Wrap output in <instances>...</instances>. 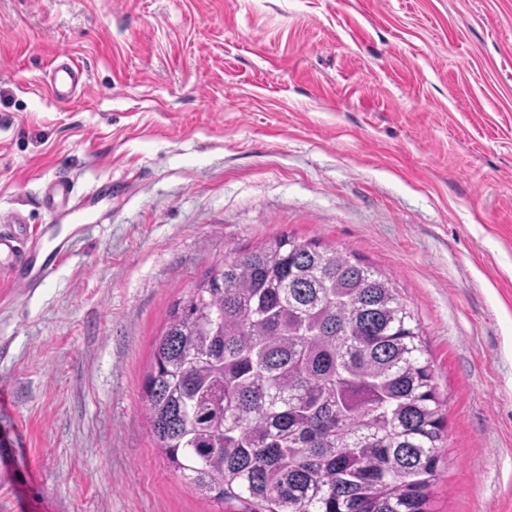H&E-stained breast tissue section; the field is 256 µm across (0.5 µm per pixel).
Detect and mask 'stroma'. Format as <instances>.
<instances>
[{"mask_svg": "<svg viewBox=\"0 0 512 512\" xmlns=\"http://www.w3.org/2000/svg\"><path fill=\"white\" fill-rule=\"evenodd\" d=\"M59 177L112 193L43 286L0 282V512H217L155 450L144 377L172 300L282 235L417 314L432 512H512V0H0V215L51 223ZM58 57H66L68 61L53 68L46 88L57 100L70 99L78 92L85 91L87 81L83 77V71L72 62L67 52H60Z\"/></svg>", "mask_w": 512, "mask_h": 512, "instance_id": "35a3bbf8", "label": "stroma"}]
</instances>
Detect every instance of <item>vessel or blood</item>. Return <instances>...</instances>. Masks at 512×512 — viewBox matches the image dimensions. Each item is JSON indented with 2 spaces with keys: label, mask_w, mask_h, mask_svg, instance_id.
I'll use <instances>...</instances> for the list:
<instances>
[{
  "label": "vessel or blood",
  "mask_w": 512,
  "mask_h": 512,
  "mask_svg": "<svg viewBox=\"0 0 512 512\" xmlns=\"http://www.w3.org/2000/svg\"><path fill=\"white\" fill-rule=\"evenodd\" d=\"M87 81L72 61L56 65L48 79L49 94L59 100L85 91ZM87 227L70 224L53 231L31 229L21 213H13L7 225L0 227V280L22 295L46 283L68 258L75 238Z\"/></svg>",
  "instance_id": "vessel-or-blood-1"
}]
</instances>
